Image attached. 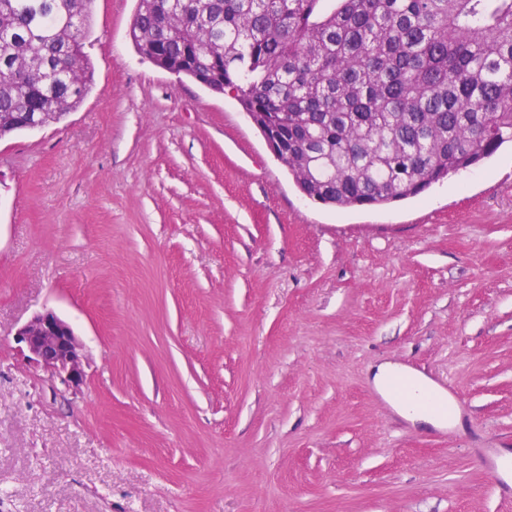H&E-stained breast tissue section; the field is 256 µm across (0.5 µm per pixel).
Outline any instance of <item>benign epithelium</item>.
<instances>
[{
    "instance_id": "benign-epithelium-1",
    "label": "benign epithelium",
    "mask_w": 512,
    "mask_h": 512,
    "mask_svg": "<svg viewBox=\"0 0 512 512\" xmlns=\"http://www.w3.org/2000/svg\"><path fill=\"white\" fill-rule=\"evenodd\" d=\"M14 339L22 355L65 388L76 391L84 384L83 346L72 326L55 311L34 314L16 329Z\"/></svg>"
}]
</instances>
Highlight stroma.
Segmentation results:
<instances>
[{
  "mask_svg": "<svg viewBox=\"0 0 512 512\" xmlns=\"http://www.w3.org/2000/svg\"><path fill=\"white\" fill-rule=\"evenodd\" d=\"M94 0L91 90L0 139V512H512V145L381 208L307 199L240 103ZM85 350L64 389L16 327ZM449 379L401 418L371 372ZM14 339L22 355L65 389L76 391L84 384L83 346L72 326L55 311L34 314L16 329ZM411 374L410 371L401 365L385 363L377 367L373 372V384L384 396L392 403L396 412L405 420L414 424L431 425L434 427H444L448 420L445 415L438 413L432 406L430 399L445 404V396L442 392L434 390L432 384L423 378L410 379L411 385L416 391L411 398L406 401L394 399L389 392L388 385L399 375ZM476 452L481 455L485 469L495 478L494 492L501 498L509 497L512 490V458L506 463L498 448H480Z\"/></svg>",
  "mask_w": 512,
  "mask_h": 512,
  "instance_id": "1",
  "label": "stroma"
}]
</instances>
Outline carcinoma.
<instances>
[{"mask_svg": "<svg viewBox=\"0 0 512 512\" xmlns=\"http://www.w3.org/2000/svg\"><path fill=\"white\" fill-rule=\"evenodd\" d=\"M94 0H0V137L93 81ZM137 51L260 114L300 192L420 196L512 142V0H138Z\"/></svg>", "mask_w": 512, "mask_h": 512, "instance_id": "obj_1", "label": "carcinoma"}]
</instances>
